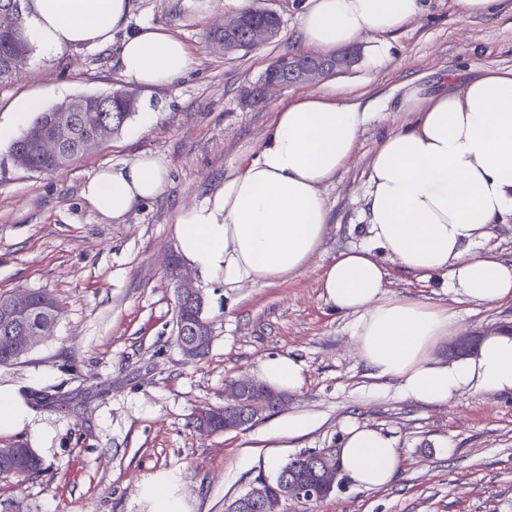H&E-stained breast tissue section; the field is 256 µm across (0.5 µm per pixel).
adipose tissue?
Instances as JSON below:
<instances>
[{"mask_svg": "<svg viewBox=\"0 0 512 512\" xmlns=\"http://www.w3.org/2000/svg\"><path fill=\"white\" fill-rule=\"evenodd\" d=\"M128 10V0H24V36L45 59L77 45L104 47ZM421 12L420 0H305L299 29L306 47L330 52L365 33H395ZM192 63L186 44L161 28L129 36L120 52L125 80L139 87L171 84ZM403 109L413 121L386 134L369 163L367 240L325 267L324 294L337 310L357 315L360 357L374 376L398 380L407 395L442 404L474 381L512 393V335H491L476 356L438 365L431 350L454 326V313L385 295L393 261L416 279L444 278L471 301L512 299V261L486 246L492 226L512 218V69L484 71L459 90L410 87ZM367 120L359 103L327 90L279 108L255 156L206 202L179 211L185 262L204 282L228 288L272 286L301 273L329 227L322 188L345 169ZM166 176L159 157L143 154L101 169L83 197L119 218L158 195ZM260 376L278 391L302 382L287 356L262 361ZM35 419L14 389L0 387V435L26 429L48 443L51 432ZM340 464L356 485L381 488L401 459L390 437L353 425Z\"/></svg>", "mask_w": 512, "mask_h": 512, "instance_id": "adipose-tissue-1", "label": "adipose tissue"}]
</instances>
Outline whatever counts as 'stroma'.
I'll return each instance as SVG.
<instances>
[{"label":"stroma","mask_w":512,"mask_h":512,"mask_svg":"<svg viewBox=\"0 0 512 512\" xmlns=\"http://www.w3.org/2000/svg\"><path fill=\"white\" fill-rule=\"evenodd\" d=\"M129 2L108 46L73 47L52 60L29 54L0 87L1 123L32 95L50 109L74 95L125 88L120 48L146 25L164 28L193 55L191 70L172 84L135 88L139 109L155 113L149 128L130 118L61 172L21 169L0 145V294L42 291L63 309L53 336L0 367V386L33 404L53 434L36 449L42 473L0 476V512H154L140 488L162 472L177 475L184 512H225L294 455L338 453L351 423L392 438L401 457L395 480L365 489L345 478L328 499L289 501L283 512H512V394L473 386L445 404L405 395L397 380L374 377L360 360L355 316L336 310L320 286L332 258L363 242L368 162L381 138L410 120L401 109L405 91L448 76L459 89L483 71L512 69V0L481 16L461 15L456 0H422L421 16L396 34L359 37L352 69L304 89L270 90L252 105L244 98L270 61L303 49V0H213L206 14L196 0ZM245 5L276 11L281 32L224 54L209 34ZM327 88L366 106L369 120L353 158L323 188L330 225L318 253L306 271L275 286L201 284L212 345L204 359L187 360L173 341L165 268L178 252L180 208L204 202L254 157L276 109ZM144 153L166 163L162 192L118 219L93 210L85 183ZM388 268L387 296L447 307L456 316L453 335L512 324L511 299L468 302L439 281L416 280L393 262ZM276 356L302 367L283 410L234 432L195 428L198 408L223 405L226 382L258 377L261 362ZM44 391L52 403H36ZM289 416L308 418L310 428L288 437L280 422Z\"/></svg>","instance_id":"1"}]
</instances>
